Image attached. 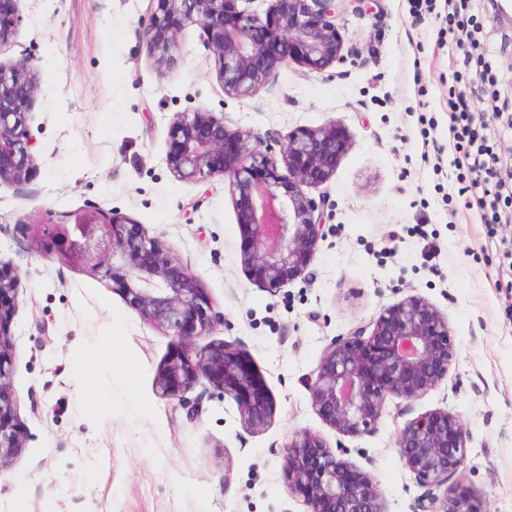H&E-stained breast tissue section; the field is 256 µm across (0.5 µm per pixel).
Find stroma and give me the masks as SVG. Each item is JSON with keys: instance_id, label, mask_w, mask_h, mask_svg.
Returning <instances> with one entry per match:
<instances>
[{"instance_id": "obj_1", "label": "stroma", "mask_w": 512, "mask_h": 512, "mask_svg": "<svg viewBox=\"0 0 512 512\" xmlns=\"http://www.w3.org/2000/svg\"><path fill=\"white\" fill-rule=\"evenodd\" d=\"M438 7L444 0H435ZM22 22L0 61L31 59L41 89L28 118L36 174L0 185V259L22 282L12 353L24 442L0 465V512H307L283 479L294 432L346 448L376 483L384 512H418L426 490L400 459L410 420L436 409L467 432L459 470L486 512H512V222H483L450 164L449 100L494 126L512 167V26L471 0L480 48L458 75L456 46L437 9L364 0L336 24L354 60L316 72L279 67L250 99L225 96L200 26L186 28L173 62L157 68L140 36L147 0H17ZM223 114L267 144L336 123L347 149L323 198L324 237L307 269L277 292L252 281L245 237L222 181L176 180L165 155L178 112ZM121 212L160 237L195 274L223 317L197 349L238 342L265 377L273 424L252 433L214 395L190 417L160 397L171 336L148 324L89 270L43 255L20 224ZM417 294L448 320L456 350L448 378L415 400H387L376 429L352 437L312 408L307 382L324 347L386 306ZM87 366L91 386L75 377ZM106 398H99L98 390Z\"/></svg>"}]
</instances>
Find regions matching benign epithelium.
Returning a JSON list of instances; mask_svg holds the SVG:
<instances>
[{
    "label": "benign epithelium",
    "mask_w": 512,
    "mask_h": 512,
    "mask_svg": "<svg viewBox=\"0 0 512 512\" xmlns=\"http://www.w3.org/2000/svg\"><path fill=\"white\" fill-rule=\"evenodd\" d=\"M15 2L0 0V45L16 32ZM149 2L141 34L156 65H169L180 33L198 24L230 98L255 95L282 65L298 63L321 72L353 56L343 52L336 25L342 0H271L263 17L231 9L230 0ZM39 91L31 60L0 62V184L29 180L33 155L27 115ZM168 138L165 163L174 178L227 182L238 224L247 234L242 261L254 279L275 292L304 272L325 226L324 208L306 188L333 175L347 148L342 129L334 123L296 128L283 138L279 159L257 134L232 130L213 112L175 113ZM280 161L288 168L286 177L277 172ZM21 230L47 242L46 256L102 274L149 324L174 337L158 375L161 397L183 403L188 391L202 385L235 404L245 429L259 433L272 424L268 386L237 343L224 340L194 352L195 340L210 334L218 315L197 277L169 256L160 238L116 210L105 214L95 207L74 224H24ZM20 288L17 270L0 261V464L18 452L23 439L11 381ZM455 354L448 321L424 298L410 294L326 345L308 379L311 405L337 431L369 434L387 400L419 398L447 379ZM396 447L417 483L431 489L420 512H486L482 499L454 480L466 455V434L457 417L435 410L413 419L400 430ZM346 452L331 451L307 430L288 442L283 476L309 512H383L376 484L342 459ZM441 488L443 495L432 493Z\"/></svg>",
    "instance_id": "1"
}]
</instances>
